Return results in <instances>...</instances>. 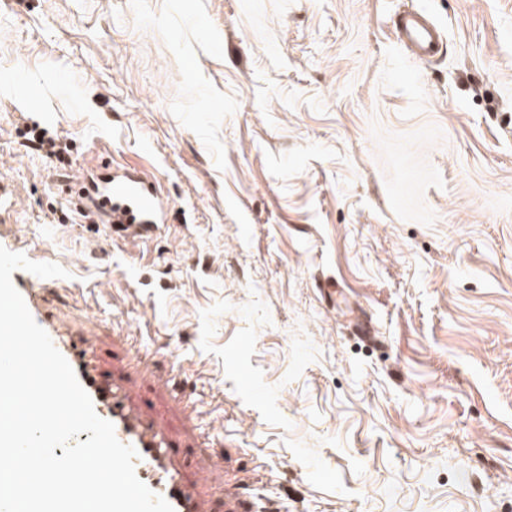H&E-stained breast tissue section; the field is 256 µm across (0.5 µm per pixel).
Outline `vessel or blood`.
<instances>
[{"mask_svg": "<svg viewBox=\"0 0 512 512\" xmlns=\"http://www.w3.org/2000/svg\"><path fill=\"white\" fill-rule=\"evenodd\" d=\"M395 30L399 40L419 60H431L440 51L442 35L423 12L398 15ZM99 179L101 184L95 187L91 202L112 233L144 237L158 229L165 205L155 183L137 172L115 174L108 169L100 173ZM19 292L34 320L74 369L93 401L96 414L113 424L121 443L136 449L137 477L154 494L164 497L173 512H207L205 501L175 464L177 443L166 428L151 414L140 411L126 389L99 367L92 345L66 336L54 314L46 310L42 289L23 286Z\"/></svg>", "mask_w": 512, "mask_h": 512, "instance_id": "b4317fda", "label": "vessel or blood"}]
</instances>
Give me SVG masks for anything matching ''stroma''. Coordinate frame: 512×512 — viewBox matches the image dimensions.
<instances>
[{
    "mask_svg": "<svg viewBox=\"0 0 512 512\" xmlns=\"http://www.w3.org/2000/svg\"><path fill=\"white\" fill-rule=\"evenodd\" d=\"M104 160L161 178L152 237L67 217ZM0 181L103 369L181 367L220 512H512V0H0ZM395 30L399 40L419 60L430 61L440 51L441 32L422 11H406L398 15ZM31 141L34 146L44 151L49 156L60 157L66 152L67 144L62 147V142L57 135H48L47 128H40L39 124L34 123L33 129L30 131Z\"/></svg>",
    "mask_w": 512,
    "mask_h": 512,
    "instance_id": "35a3bbf8",
    "label": "stroma"
}]
</instances>
